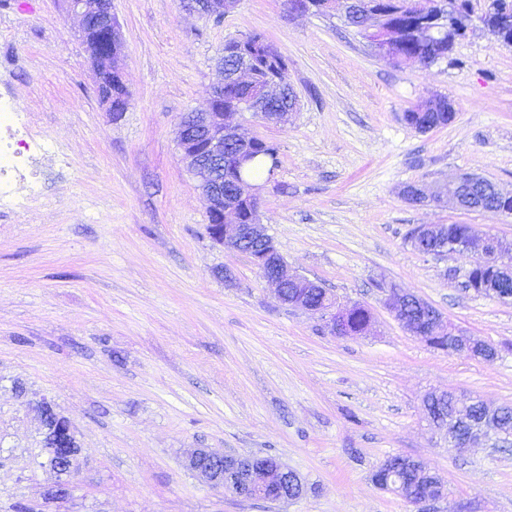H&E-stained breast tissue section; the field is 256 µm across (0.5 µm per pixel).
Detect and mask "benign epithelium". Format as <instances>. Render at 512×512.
Wrapping results in <instances>:
<instances>
[{
  "label": "benign epithelium",
  "instance_id": "obj_1",
  "mask_svg": "<svg viewBox=\"0 0 512 512\" xmlns=\"http://www.w3.org/2000/svg\"><path fill=\"white\" fill-rule=\"evenodd\" d=\"M71 12L81 18V37L88 48L93 72L98 89L106 90L104 102L112 105V100L129 102V96L123 81L120 62L125 52L120 24L112 12V0H67ZM238 0H183V7L197 11L210 18L217 15H228L233 12ZM371 0H320L319 11L338 15L345 23L360 21L369 15ZM372 34L375 51L386 57L391 63L401 65L405 60L392 50L393 36L384 30L367 25ZM228 79L253 87L249 99L239 106L227 109L224 107V86L214 89L210 105L205 112H190L181 117L179 123V146L182 160L187 171L198 181V186L207 204L209 224L208 233L211 239L228 250L244 253L249 256L254 266L278 298L290 307L301 308L319 315L325 329L332 335L344 333V321L350 308L336 307L335 300L322 306L306 301V294L319 284L308 277L289 270L287 263L277 250L272 238L266 234L264 225L260 223L259 211H254L252 221L241 222L236 205L224 198V190L219 188L220 180L213 169V163L224 161V145L237 147L233 152L234 167L244 168L251 161L244 146L254 140L239 132V125L234 118L245 112L265 120L270 118L267 112L268 101L282 98L284 105L279 109L275 119L279 125H288L298 107V96L287 81L280 83L259 84L255 81L251 61L246 56H238L227 72ZM476 176L465 174L448 186V195L458 206L474 209L476 205L463 201L462 188L472 182ZM457 248L474 254L476 265L498 269L505 274L512 273V258L497 244L494 236L478 237L467 227L462 243ZM387 308L394 314L402 327L413 336H420L422 330L433 335V342L448 341V347L455 353H468L486 361L498 358L496 347L478 341L453 327L443 319L439 312L431 310V306L413 295L398 288L389 290L385 298ZM451 398L452 413L448 416V424L440 426V433L450 447H462L478 439L484 438L503 448L512 446V435L503 427V408L490 407L481 400L473 399L469 404L461 406L454 395ZM40 410L44 429V448L47 454L42 467L53 475L48 486L47 496L58 498L67 491L69 478L73 474L76 458L82 448L73 441L68 421L54 413L53 405L42 400ZM408 462L418 467L426 485L431 487L420 498L409 497V501L417 506H429L443 497V493H434L432 488L441 485L439 478L432 474L419 461L412 458ZM188 467L203 481L215 486L225 487L226 477L236 482L233 492L246 499L257 498V491L272 482L288 480V488L279 491L278 501L298 498L302 491L299 477L280 462L275 465L259 457H240L219 455L201 448L194 451L188 459Z\"/></svg>",
  "mask_w": 512,
  "mask_h": 512
}]
</instances>
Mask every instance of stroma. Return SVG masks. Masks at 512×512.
Returning a JSON list of instances; mask_svg holds the SVG:
<instances>
[{
  "label": "stroma",
  "instance_id": "1",
  "mask_svg": "<svg viewBox=\"0 0 512 512\" xmlns=\"http://www.w3.org/2000/svg\"><path fill=\"white\" fill-rule=\"evenodd\" d=\"M112 8L129 93L117 118L65 0H0V91L68 161L38 160L43 196L0 212V512H417L373 480L395 455L444 483L437 512H512V450L448 447L423 403L450 391L512 405V301L445 277L472 254L424 255L406 240L418 224H467L512 242V216L403 197L463 174L512 195V46L476 24L447 58L396 66L340 17L296 15L285 0H240L218 24L180 0ZM248 33L276 45L299 97L287 127L242 119L281 159L261 222L290 270L370 310L363 335H330L282 304L247 256L208 234L179 122L207 109L225 40ZM439 96L456 112L448 125L421 133L404 121ZM393 285L498 359L407 333L384 304ZM44 398L82 448L60 500L46 499L40 466ZM199 448L275 456L303 493L237 498L188 469Z\"/></svg>",
  "mask_w": 512,
  "mask_h": 512
}]
</instances>
